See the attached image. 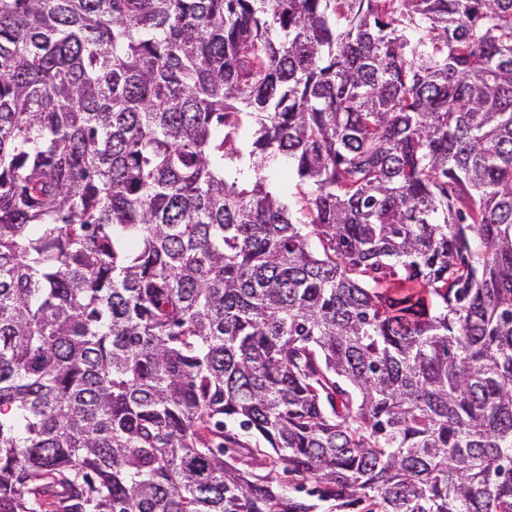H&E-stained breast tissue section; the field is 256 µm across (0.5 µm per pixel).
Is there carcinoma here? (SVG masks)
Listing matches in <instances>:
<instances>
[{"instance_id": "carcinoma-1", "label": "carcinoma", "mask_w": 512, "mask_h": 512, "mask_svg": "<svg viewBox=\"0 0 512 512\" xmlns=\"http://www.w3.org/2000/svg\"><path fill=\"white\" fill-rule=\"evenodd\" d=\"M0 512H512V0H0Z\"/></svg>"}]
</instances>
